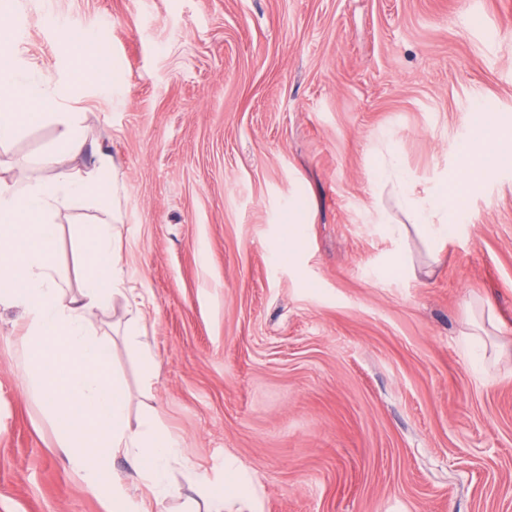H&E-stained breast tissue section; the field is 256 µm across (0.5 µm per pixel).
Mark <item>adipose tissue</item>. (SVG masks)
<instances>
[{
    "instance_id": "adipose-tissue-1",
    "label": "adipose tissue",
    "mask_w": 512,
    "mask_h": 512,
    "mask_svg": "<svg viewBox=\"0 0 512 512\" xmlns=\"http://www.w3.org/2000/svg\"><path fill=\"white\" fill-rule=\"evenodd\" d=\"M65 94L58 82L19 65L9 43L0 44V147L12 144L23 128L48 120L61 128L55 147L42 160L48 177H31L20 167L9 178H0V307L21 312L25 389L40 405L73 469L109 503L110 512H151L175 495L170 474L186 460L157 409L143 413L138 424L130 423L126 383L112 370V338L93 323L96 314L110 310L114 296H125L134 306L141 303L140 293L126 284L118 226L106 221L83 232L85 272L79 288H72L54 261L60 208L87 198L110 207L117 183L116 165L104 149L90 169L69 168L87 144L79 130L81 115L43 110ZM497 135L498 122L487 115L460 145L474 176L488 172L494 161L512 157V141L507 139L496 153H489ZM373 185L374 222L400 240L416 229L429 259H436L439 246L465 218L454 193L416 194L394 156H375ZM118 456L129 464L122 477L112 473V460ZM189 477L206 501V512L230 507L256 512L254 490L232 464H225L220 486L198 471Z\"/></svg>"
}]
</instances>
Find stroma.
<instances>
[{"mask_svg": "<svg viewBox=\"0 0 512 512\" xmlns=\"http://www.w3.org/2000/svg\"><path fill=\"white\" fill-rule=\"evenodd\" d=\"M14 2L11 43L55 80L72 74L65 33L112 43L111 69L53 109L84 115L74 169L101 147L117 167L120 254L144 304L116 298L95 324L131 421L157 407L186 468L215 481L232 458L259 512H512V352L460 344L469 301L512 330V163L465 189L436 262L416 232L368 221L382 137L421 192L459 172L479 112L512 128V0ZM57 134L25 130L0 165L43 176ZM100 216L56 218L72 285L78 233ZM21 334L1 310L0 512H108L25 391ZM186 468L165 512L195 495Z\"/></svg>", "mask_w": 512, "mask_h": 512, "instance_id": "obj_1", "label": "stroma"}]
</instances>
